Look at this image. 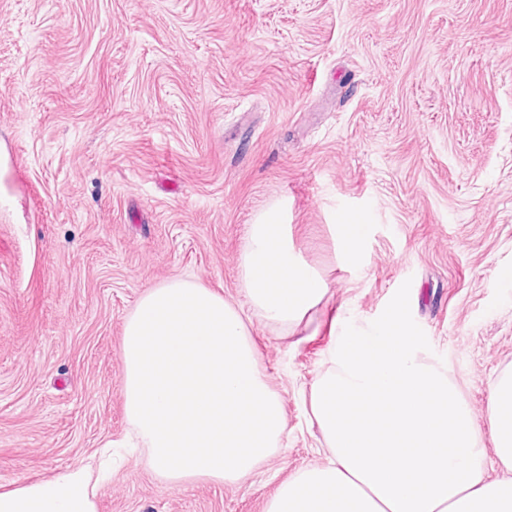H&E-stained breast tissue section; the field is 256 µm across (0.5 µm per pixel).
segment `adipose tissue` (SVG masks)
I'll return each instance as SVG.
<instances>
[{
    "label": "adipose tissue",
    "instance_id": "adipose-tissue-1",
    "mask_svg": "<svg viewBox=\"0 0 512 512\" xmlns=\"http://www.w3.org/2000/svg\"><path fill=\"white\" fill-rule=\"evenodd\" d=\"M243 285L255 314L284 328L326 294L320 274L289 247L277 207L264 209L248 230L242 253ZM107 463L84 464L51 478L0 491V512H97L96 492Z\"/></svg>",
    "mask_w": 512,
    "mask_h": 512
}]
</instances>
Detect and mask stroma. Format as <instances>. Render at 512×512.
<instances>
[{
    "label": "stroma",
    "mask_w": 512,
    "mask_h": 512,
    "mask_svg": "<svg viewBox=\"0 0 512 512\" xmlns=\"http://www.w3.org/2000/svg\"><path fill=\"white\" fill-rule=\"evenodd\" d=\"M278 205L329 291L250 339L287 427L240 483L158 481L125 453L97 512H267L326 463L308 413L338 328L403 282L472 410L512 368V0H0V488L126 443L123 323L188 278L246 304L250 224ZM367 220L361 266L341 219ZM367 226L362 220L351 224H336L339 253L347 264L359 263Z\"/></svg>",
    "instance_id": "obj_1"
}]
</instances>
